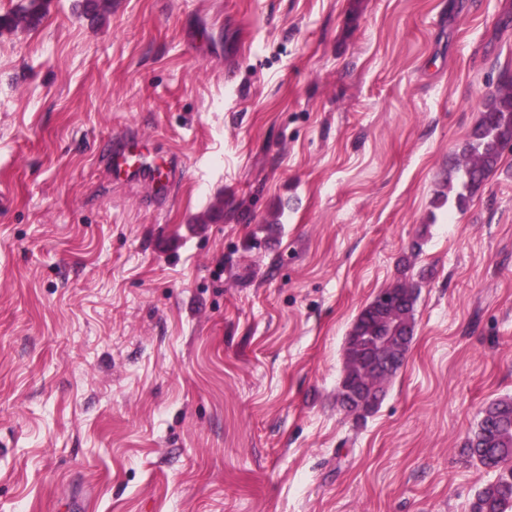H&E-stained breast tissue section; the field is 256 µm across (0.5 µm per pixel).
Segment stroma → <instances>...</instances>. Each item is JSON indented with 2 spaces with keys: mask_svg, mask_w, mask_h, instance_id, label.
<instances>
[{
  "mask_svg": "<svg viewBox=\"0 0 512 512\" xmlns=\"http://www.w3.org/2000/svg\"><path fill=\"white\" fill-rule=\"evenodd\" d=\"M512 0H49L0 36V512H471L512 399V148L439 203ZM125 131L178 157L114 186ZM379 407L346 339L401 281ZM141 139L128 134L117 137L112 141L106 160L114 182L152 183L156 195L160 198L171 193L179 170L175 158H171L168 166L155 165L144 161L147 156L140 148ZM389 299L382 300L377 297L376 304L378 308L375 312L368 309L363 310L356 319L350 336H360L352 348L348 349V356L359 366L363 377H358L351 381L358 387L357 398H352L346 393L349 387V378L343 377L338 392V401L341 407L349 414L356 417L366 418L377 408V405L383 395V385L392 379L399 371L395 366L391 374L384 380L372 382L369 386L363 378L370 377L372 368L369 358L372 350L377 349V340L380 336H389L393 345L403 341L405 336H409V345L414 331V311L418 298L416 287L412 284L398 282L388 291ZM380 395V397H379ZM366 414V415H363Z\"/></svg>",
  "mask_w": 512,
  "mask_h": 512,
  "instance_id": "1",
  "label": "stroma"
}]
</instances>
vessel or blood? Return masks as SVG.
I'll list each match as a JSON object with an SVG mask.
<instances>
[{
	"label": "vessel or blood",
	"mask_w": 512,
	"mask_h": 512,
	"mask_svg": "<svg viewBox=\"0 0 512 512\" xmlns=\"http://www.w3.org/2000/svg\"><path fill=\"white\" fill-rule=\"evenodd\" d=\"M106 160L113 181L125 183H152L158 197H166L179 173L176 162L152 164L146 162L140 148V139L133 134L115 138Z\"/></svg>",
	"instance_id": "b4317fda"
}]
</instances>
